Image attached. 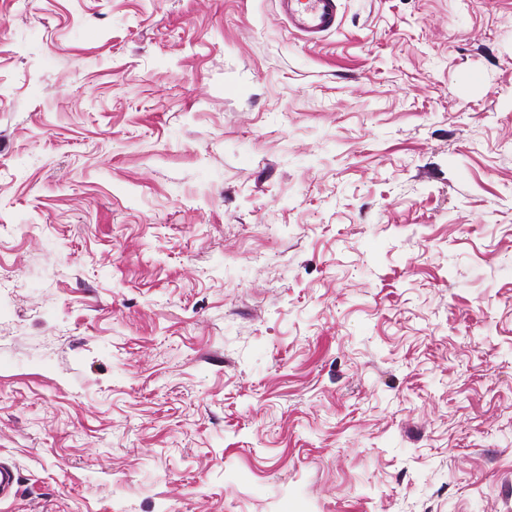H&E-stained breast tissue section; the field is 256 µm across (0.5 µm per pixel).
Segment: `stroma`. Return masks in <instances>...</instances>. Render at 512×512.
<instances>
[{"label":"stroma","instance_id":"stroma-1","mask_svg":"<svg viewBox=\"0 0 512 512\" xmlns=\"http://www.w3.org/2000/svg\"><path fill=\"white\" fill-rule=\"evenodd\" d=\"M0 512H505L512 0H0ZM288 25L309 44H318L341 22V0H280Z\"/></svg>","mask_w":512,"mask_h":512}]
</instances>
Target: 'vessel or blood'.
<instances>
[{
    "mask_svg": "<svg viewBox=\"0 0 512 512\" xmlns=\"http://www.w3.org/2000/svg\"><path fill=\"white\" fill-rule=\"evenodd\" d=\"M288 25L307 43H319L341 22V0H280Z\"/></svg>",
    "mask_w": 512,
    "mask_h": 512,
    "instance_id": "b4317fda",
    "label": "vessel or blood"
}]
</instances>
